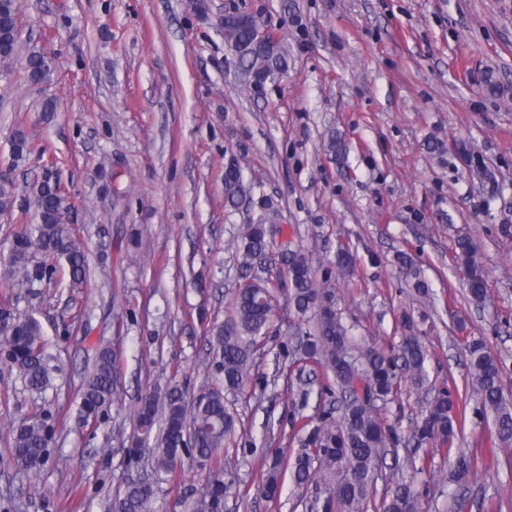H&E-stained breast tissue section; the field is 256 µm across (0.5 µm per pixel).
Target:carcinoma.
<instances>
[{
	"label": "carcinoma",
	"mask_w": 512,
	"mask_h": 512,
	"mask_svg": "<svg viewBox=\"0 0 512 512\" xmlns=\"http://www.w3.org/2000/svg\"><path fill=\"white\" fill-rule=\"evenodd\" d=\"M20 37L16 0H0L1 62L17 55ZM224 42L237 56L241 74L254 89L288 67V54L281 45H276L274 54L255 49L252 27L245 23L225 27ZM25 72L28 83L49 84L55 66L47 61L43 50L32 48L26 54ZM32 152V142L17 132L10 142V163L0 172V213L26 205L39 214L36 223L26 224L13 234L4 263L18 287L36 294L51 283L63 262L69 272V288L76 296L86 283L87 257L76 225L64 219L71 202L57 174L44 173L32 186L26 204L18 199L12 171ZM247 193L240 168H227L225 205L237 206ZM258 204V219L244 226L235 246L234 258L246 284L235 291L233 313L209 329L214 381L191 404L177 384L168 386L161 395L149 390L140 397L125 455L130 464L148 461L152 479L128 483L112 498L110 512H154L157 493L181 466L183 452L207 470L201 488L178 501V505L188 506L186 512H224L226 500L237 491L229 450L241 423L229 409L226 394L246 388L258 338L267 334L274 311L273 293L261 273L267 256V225L275 223L277 212L266 198ZM455 253L466 269L471 301L483 304L487 284L477 244L461 237L455 243ZM397 263L412 287L428 294V284L413 259L401 253ZM286 266L288 306L301 316L312 311L316 318L314 333L299 338L295 360L330 372L323 393L330 399L342 396L344 403L334 413L327 410L301 424L293 461H286L276 449L271 451L256 485L257 494L277 498L287 473L299 490L312 485L324 487L323 497L311 502V512H421L423 491L417 488L414 476L424 473V463L408 457L399 465L397 479L387 481L382 474L388 451L401 443L396 424L385 416L387 405L397 395L401 381L408 378L418 388L426 378L428 351L417 323L404 315L398 344L360 349L342 323L336 295L317 284L310 257L293 251ZM0 322V363L16 370L29 391L44 390L52 369L40 320L0 302ZM467 351L477 395L473 411L477 415L492 413L495 439L512 444V402L502 388V366L481 339L468 342ZM117 398L116 356L110 346L100 344L95 348L92 370L80 386L78 420L84 424L97 421ZM465 416L466 403L454 389L444 387L426 402L412 439L419 447L437 438L449 444ZM54 433L55 418L49 412L22 418L12 430L14 466L27 474L40 472ZM470 477V459L460 451L448 480L460 486Z\"/></svg>",
	"instance_id": "1"
}]
</instances>
